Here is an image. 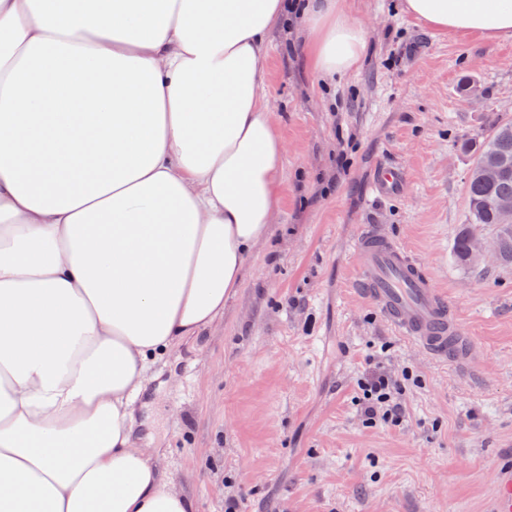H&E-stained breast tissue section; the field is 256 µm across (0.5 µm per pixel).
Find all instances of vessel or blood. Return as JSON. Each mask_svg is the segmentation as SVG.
<instances>
[{
	"label": "vessel or blood",
	"mask_w": 512,
	"mask_h": 512,
	"mask_svg": "<svg viewBox=\"0 0 512 512\" xmlns=\"http://www.w3.org/2000/svg\"><path fill=\"white\" fill-rule=\"evenodd\" d=\"M405 180L403 170L381 165L373 191L381 197L398 194ZM354 250L357 286L399 335L431 357L449 360L459 371H468L475 361L474 345L463 338L457 317L425 266L372 226L356 238ZM490 510L512 512V470H498Z\"/></svg>",
	"instance_id": "obj_1"
}]
</instances>
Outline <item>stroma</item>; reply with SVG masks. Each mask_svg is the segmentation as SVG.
Here are the masks:
<instances>
[{
	"mask_svg": "<svg viewBox=\"0 0 512 512\" xmlns=\"http://www.w3.org/2000/svg\"><path fill=\"white\" fill-rule=\"evenodd\" d=\"M366 53L320 87L296 19L270 34L266 91L287 143L279 216L224 316L173 355L175 380L136 400L196 512H488L512 465V266L454 256L466 180L495 121L512 120V37L440 32L400 0H340ZM408 177L373 198L376 167ZM404 245L477 348L468 380L395 333L356 288L367 226ZM409 372L401 428H367L357 381Z\"/></svg>",
	"mask_w": 512,
	"mask_h": 512,
	"instance_id": "35a3bbf8",
	"label": "stroma"
}]
</instances>
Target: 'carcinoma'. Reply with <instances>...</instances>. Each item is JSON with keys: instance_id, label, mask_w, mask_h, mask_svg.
Segmentation results:
<instances>
[{"instance_id": "cac0c4a2", "label": "carcinoma", "mask_w": 512, "mask_h": 512, "mask_svg": "<svg viewBox=\"0 0 512 512\" xmlns=\"http://www.w3.org/2000/svg\"><path fill=\"white\" fill-rule=\"evenodd\" d=\"M495 165L502 173L493 180L481 176V169ZM467 200L470 223L489 224L495 229L493 245L500 262L512 264V225L499 221L496 204L503 198H512V122L495 123L474 158L467 177ZM471 237L462 230L456 240L455 257L468 264Z\"/></svg>"}]
</instances>
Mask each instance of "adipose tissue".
<instances>
[{
	"label": "adipose tissue",
	"mask_w": 512,
	"mask_h": 512,
	"mask_svg": "<svg viewBox=\"0 0 512 512\" xmlns=\"http://www.w3.org/2000/svg\"><path fill=\"white\" fill-rule=\"evenodd\" d=\"M512 35V0H404ZM355 68L338 0H0V512H195L132 438L154 366L224 314L283 189L268 33Z\"/></svg>",
	"instance_id": "obj_1"
}]
</instances>
